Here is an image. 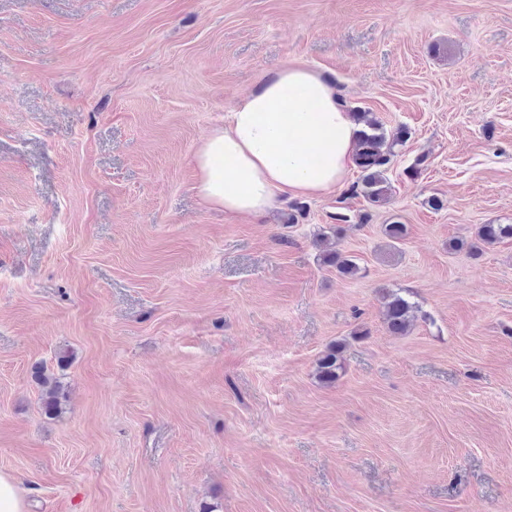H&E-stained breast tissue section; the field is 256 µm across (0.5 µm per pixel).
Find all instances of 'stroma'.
Wrapping results in <instances>:
<instances>
[{
    "label": "stroma",
    "mask_w": 512,
    "mask_h": 512,
    "mask_svg": "<svg viewBox=\"0 0 512 512\" xmlns=\"http://www.w3.org/2000/svg\"><path fill=\"white\" fill-rule=\"evenodd\" d=\"M296 63L408 130L388 202L205 205L203 137ZM511 223L512 0H0V472L32 512H512V241L448 248ZM330 235L323 234L320 242L324 245L321 259L323 263L336 270L338 276L347 279H355L361 276L362 268L351 256L345 255L339 249H336V241L331 239H339L340 233L344 230L341 224H334L330 228ZM334 245V246H333ZM383 319L394 335H405L413 325L418 311L415 303L399 293H387L384 297ZM342 345L331 343L325 347L315 361V377L324 386H331L343 371ZM34 377L42 387L41 408L47 417L58 416L62 412V388L59 378L46 373L43 366H35Z\"/></svg>",
    "instance_id": "35a3bbf8"
}]
</instances>
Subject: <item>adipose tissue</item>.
<instances>
[{
	"mask_svg": "<svg viewBox=\"0 0 512 512\" xmlns=\"http://www.w3.org/2000/svg\"><path fill=\"white\" fill-rule=\"evenodd\" d=\"M360 128L316 72L285 67L240 98L225 125L204 136L194 156L197 191L226 214L256 217L282 195H323L354 167ZM309 150L320 164L305 163Z\"/></svg>",
	"mask_w": 512,
	"mask_h": 512,
	"instance_id": "ef3b65f1",
	"label": "adipose tissue"
}]
</instances>
